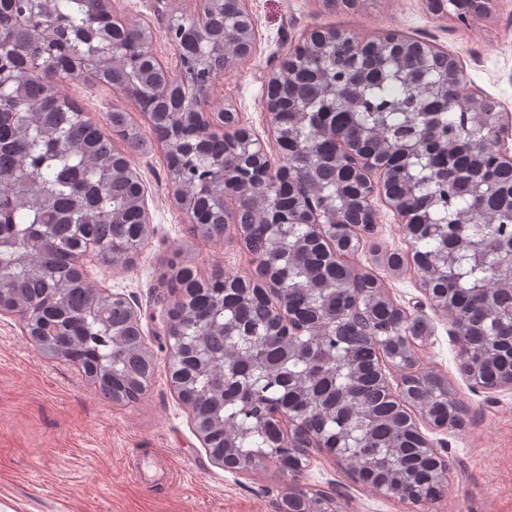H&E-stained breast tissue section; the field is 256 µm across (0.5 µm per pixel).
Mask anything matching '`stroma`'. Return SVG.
<instances>
[{"mask_svg": "<svg viewBox=\"0 0 512 512\" xmlns=\"http://www.w3.org/2000/svg\"><path fill=\"white\" fill-rule=\"evenodd\" d=\"M132 26L153 32L152 51L166 68L175 64L167 38L171 19L193 20L198 0H112ZM256 49L212 78L210 108L232 105L269 154L278 147L266 126L264 76L291 40L309 28H335L360 39L387 33L428 41L458 59L462 94L480 93L512 114V0L463 23L455 12L436 15L424 0H359L353 10L330 11L322 0H249ZM98 124L112 108L148 128L137 103L84 76L59 86ZM147 197L148 236L135 269L95 260L90 285L132 297L141 313L154 378L137 402L104 399L82 370L42 357L14 315L0 314V506L10 512H275L289 485L326 497L333 512H512V389L472 388L460 371V345L450 318L426 302L414 269L392 272L368 250L353 258L374 272L391 298L411 316L428 321L431 334L416 347L421 367L447 379L467 411L459 429H420L450 464L440 499L411 503L389 499L353 482L336 458L319 453L299 477L267 465L232 471L217 464L198 437L191 413L169 375V350L159 315L171 299L162 278L171 261L200 275L221 268L243 277L256 268L234 230L220 239L194 237L187 217L169 195L170 179L159 147L128 152Z\"/></svg>", "mask_w": 512, "mask_h": 512, "instance_id": "stroma-1", "label": "stroma"}]
</instances>
